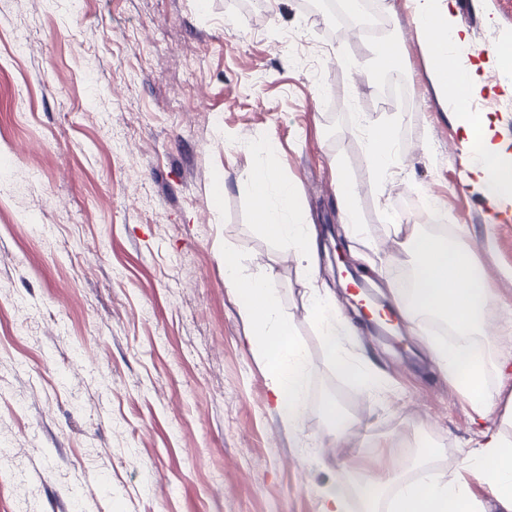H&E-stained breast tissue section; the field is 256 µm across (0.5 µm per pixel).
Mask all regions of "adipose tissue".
<instances>
[{
  "label": "adipose tissue",
  "mask_w": 512,
  "mask_h": 512,
  "mask_svg": "<svg viewBox=\"0 0 512 512\" xmlns=\"http://www.w3.org/2000/svg\"><path fill=\"white\" fill-rule=\"evenodd\" d=\"M411 4L419 19V39L432 62L437 93L458 102L480 92L476 66L455 65L448 55L449 49L467 42L454 23L453 0H411ZM459 125L466 141L476 144L481 155L470 170L468 184L476 187L490 206L511 199L512 164L504 162L500 146L492 143L489 119L465 115ZM249 187L257 221L281 251L311 261L310 226L282 221L283 216L297 210L293 188L280 184L277 170L270 165L252 174ZM395 232L403 236L404 246L417 259L411 310L448 319L463 336L480 329L495 296L491 283L478 272L472 250L407 224L396 225ZM224 270L226 285L237 297L240 313L250 326V341L274 374L272 390L278 418L285 427H296L306 407L307 369L287 320L276 313L273 277L240 274L238 260L230 253L224 256ZM434 352L440 368L457 384L477 416L487 417L496 396L479 367V354L468 347L446 344L435 346ZM467 462L492 484L502 512H512V439L487 434L484 442L469 450ZM391 486L396 489L395 512H476L474 500L459 480L442 481L427 471L415 482L396 474L362 476L359 491L367 512H376L377 501Z\"/></svg>",
  "instance_id": "1"
}]
</instances>
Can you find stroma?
Wrapping results in <instances>:
<instances>
[{"label":"stroma","instance_id":"stroma-1","mask_svg":"<svg viewBox=\"0 0 512 512\" xmlns=\"http://www.w3.org/2000/svg\"><path fill=\"white\" fill-rule=\"evenodd\" d=\"M453 12L460 63L512 39V0ZM417 24L402 0L338 14L322 0H0V450L24 476L0 483V512H320V489L354 473L411 478L425 446L431 471L465 476L479 512H499L463 459L486 432L512 439V202L491 210L467 185L476 150ZM387 40L400 66L366 79L358 65ZM480 75L468 107L495 120L512 163V87ZM370 121L390 124L384 177L359 131ZM268 159L315 228L336 344L383 396L327 355L303 262L255 219L247 177ZM414 189L465 225L494 286L478 340L497 402L481 421L438 369L435 333L396 305L415 259L390 214ZM228 250L245 274L273 272L305 353L296 428L225 285ZM341 254L354 277L336 278ZM329 404L357 420L349 443Z\"/></svg>","mask_w":512,"mask_h":512}]
</instances>
